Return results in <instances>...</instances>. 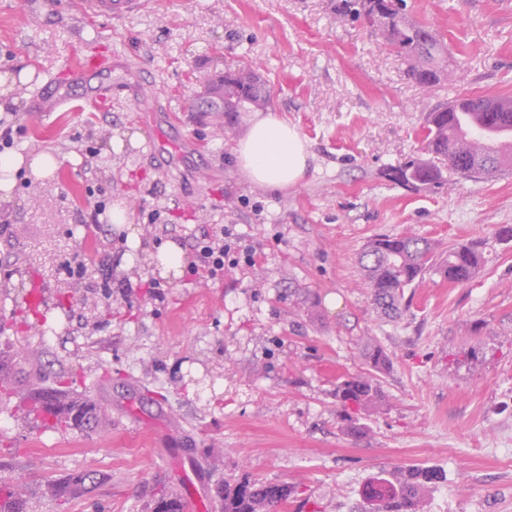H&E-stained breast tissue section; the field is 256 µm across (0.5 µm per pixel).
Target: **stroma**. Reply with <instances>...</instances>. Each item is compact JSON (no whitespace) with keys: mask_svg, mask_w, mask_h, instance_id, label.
I'll use <instances>...</instances> for the list:
<instances>
[{"mask_svg":"<svg viewBox=\"0 0 512 512\" xmlns=\"http://www.w3.org/2000/svg\"><path fill=\"white\" fill-rule=\"evenodd\" d=\"M406 3L448 48L450 76L429 89L363 23L340 19L336 0H153L125 21L87 23L80 41L67 2L0 9V73L55 76L78 100L85 88L67 66L112 59L99 76L112 95L96 107L34 127L36 81L0 99L20 128L17 152L60 161L47 179L19 176L0 206V365L13 383L0 401V479L31 512H57L50 484L83 471L104 480L69 512H153L156 491H181L192 466L207 512H218V483L247 476L298 485L304 500L287 512H353L370 478L412 465L446 474L424 512H512V240L497 235L512 225V174L450 172L419 191L386 176L425 157L435 105L512 96V0ZM246 63L266 83V111L296 125L313 155L306 178L279 193L249 183L231 155L255 108L194 109L210 75ZM92 196L107 212L98 227L76 226ZM117 202L141 240L130 263ZM202 225L229 226L255 248L253 265L154 275L151 257L169 240L195 265ZM380 234L473 242L484 261L457 287L426 274L388 318L359 263ZM71 259L85 264L82 279L66 274ZM107 274L133 293L105 298ZM35 282L39 315L17 324ZM47 326L56 341L43 342ZM374 345L390 356L375 373L384 401L356 440L341 429L336 385L372 371ZM38 374L52 388L74 381L111 426L43 425L32 412Z\"/></svg>","mask_w":512,"mask_h":512,"instance_id":"35a3bbf8","label":"stroma"}]
</instances>
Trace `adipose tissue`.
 <instances>
[{"instance_id": "ef3b65f1", "label": "adipose tissue", "mask_w": 512, "mask_h": 512, "mask_svg": "<svg viewBox=\"0 0 512 512\" xmlns=\"http://www.w3.org/2000/svg\"><path fill=\"white\" fill-rule=\"evenodd\" d=\"M237 168L244 177L268 191H284L305 179L311 154L296 126L274 113L259 114L232 147ZM58 166L57 159L42 152L27 158L21 154L0 156V203L14 199L19 171L41 180Z\"/></svg>"}]
</instances>
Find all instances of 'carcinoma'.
Listing matches in <instances>:
<instances>
[{
	"mask_svg": "<svg viewBox=\"0 0 512 512\" xmlns=\"http://www.w3.org/2000/svg\"><path fill=\"white\" fill-rule=\"evenodd\" d=\"M336 12L342 18L365 21L391 48L403 56L408 76L419 85H435L448 77L447 49L429 26L413 20L407 13L406 0H338ZM227 100L224 111L239 112L252 105L260 94L253 66L225 69ZM466 98L452 105H439L425 114L426 152L429 159L410 160L387 171L388 178L414 190L438 188L444 183L443 167L457 170L463 179L488 178L505 172L502 161L512 159V101L504 100L486 108L494 125L488 131L493 139L505 135L508 149L490 155L479 151L471 138ZM482 261L481 252L472 244H461L442 251L434 242L411 235H381L364 247L360 262L365 285L374 304L388 316L401 309L405 289L414 286L425 274L435 271L451 285L468 283ZM341 409L338 417L344 433L355 439L366 435L367 428L356 416L361 410L381 405L384 395L370 375L349 377L336 385ZM33 411L49 427L66 429L102 428L107 415L87 396L52 388L35 400ZM96 473L88 471L70 476L55 488L60 512H67L71 496L98 483ZM444 480L436 468L413 465L387 478L369 480L370 496L380 504L381 512H423L426 493ZM298 495L297 488L286 483H271L244 478L224 482L218 491L221 512H276L288 506ZM155 512H184L182 499L165 489L159 490ZM0 512H27L23 494L6 482H0Z\"/></svg>",
	"mask_w": 512,
	"mask_h": 512,
	"instance_id": "cac0c4a2",
	"label": "carcinoma"
}]
</instances>
